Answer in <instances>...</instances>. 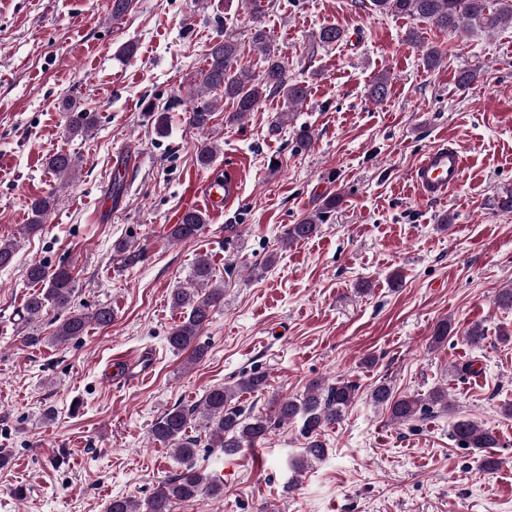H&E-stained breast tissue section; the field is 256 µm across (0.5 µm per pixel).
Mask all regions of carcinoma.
I'll use <instances>...</instances> for the list:
<instances>
[{"instance_id": "carcinoma-1", "label": "carcinoma", "mask_w": 512, "mask_h": 512, "mask_svg": "<svg viewBox=\"0 0 512 512\" xmlns=\"http://www.w3.org/2000/svg\"><path fill=\"white\" fill-rule=\"evenodd\" d=\"M377 10L396 15L415 16L444 29L477 27L492 31L503 25H512V0H372ZM345 32L338 26H326L319 30L316 39L326 46L343 41ZM254 47L264 63L261 73H254L241 63V47L229 37L217 38L208 48V65L203 74L202 88L206 91H221L222 98L232 102L226 121L234 122L253 111L261 99L268 94H280L288 106L301 104L307 94L306 87L288 77L285 58L278 55L264 30L256 29ZM183 99L173 95L161 109L148 107L154 116L157 134L166 133L167 112L181 108ZM217 102L211 101L193 108L189 112V124L198 129L209 127ZM69 131L72 135H85L94 127L91 113L73 106L70 108ZM218 153L212 142L204 141L197 148V162L206 168ZM79 166V161L64 152H59L47 161V167L61 178H69ZM334 196L324 200L322 210L313 216L302 218L288 226L283 243L289 245L308 239L319 230L325 211L336 208ZM53 205L51 197H40L31 202L32 219L25 225L29 234L42 230L43 217ZM206 224L204 214L195 209L183 213L179 221L171 225L169 240L182 242L200 235ZM215 273L210 261L200 257L192 267L189 286L172 291L171 304L185 311L184 319L172 328L168 335L170 347L178 352L191 351L198 360L204 355V347L197 343L201 331L209 324L213 311L224 303V288L213 285ZM28 278L40 286L26 301L22 319L33 324L54 314V330L50 340L66 344L87 332L89 325L108 326L112 323V309L99 307L90 313L72 309L76 293L72 270L60 264L55 268L41 263L32 265ZM267 385L266 375L252 373L239 378L233 385L209 389L201 403L195 408L175 405L158 417L149 433L153 441L172 450L182 469L174 476L162 481L153 495L139 505L134 501L115 497L106 512H172L177 502L190 501L204 490L211 495L221 493V488L207 482V478L196 466L197 440L187 436L192 419L202 420L213 448H222L225 453H235L250 448L266 439L273 429L297 421L303 438L301 463L306 466L325 454L322 432L328 425L340 420L349 407L356 386L349 382H338L327 386L311 385L300 397H282L273 401L269 413L246 411L240 407L238 396L244 391H260ZM374 405L385 407L391 418L398 423H407L448 412V390L438 388L425 397L419 395L396 396L392 387L382 382L370 393ZM452 437L459 447L482 451L498 445L495 432L484 423L470 418H458L452 424Z\"/></svg>"}]
</instances>
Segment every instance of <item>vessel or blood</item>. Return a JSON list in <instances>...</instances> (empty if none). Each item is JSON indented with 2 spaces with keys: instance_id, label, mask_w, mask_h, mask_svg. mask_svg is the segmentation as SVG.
<instances>
[{
  "instance_id": "b4317fda",
  "label": "vessel or blood",
  "mask_w": 512,
  "mask_h": 512,
  "mask_svg": "<svg viewBox=\"0 0 512 512\" xmlns=\"http://www.w3.org/2000/svg\"><path fill=\"white\" fill-rule=\"evenodd\" d=\"M466 168V156L459 148L440 144L426 151L411 171V180L420 196L426 200L444 198L457 185ZM189 184L204 209L211 214L233 206L239 199L238 185L233 175L218 180L192 174Z\"/></svg>"
}]
</instances>
